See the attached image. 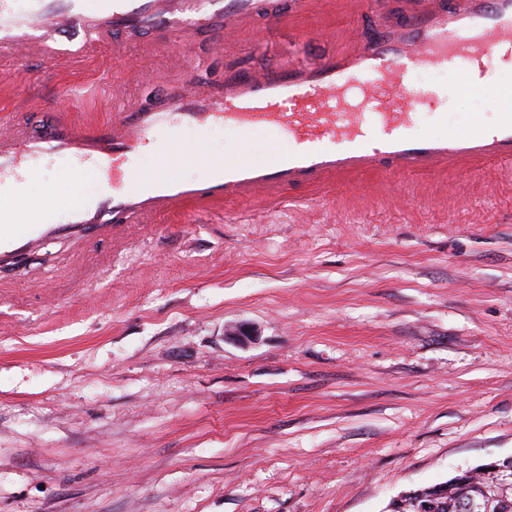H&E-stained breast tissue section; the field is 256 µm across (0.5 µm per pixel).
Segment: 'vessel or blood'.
Instances as JSON below:
<instances>
[{
	"instance_id": "b4317fda",
	"label": "vessel or blood",
	"mask_w": 512,
	"mask_h": 512,
	"mask_svg": "<svg viewBox=\"0 0 512 512\" xmlns=\"http://www.w3.org/2000/svg\"><path fill=\"white\" fill-rule=\"evenodd\" d=\"M374 0L375 35L354 50L308 64L261 70L228 67L222 88L197 84L191 75L170 84L147 106L126 108L128 86L114 87L112 122L77 121L67 103L52 108L41 130L0 123V180L34 178L42 163L68 158L74 169L93 166L103 184L97 202L73 210L71 235L102 233L126 240L132 228L233 201H256L265 212L281 209L287 190L302 185L323 196L341 176L392 169L431 173L462 163L512 162V112L495 125L474 119L468 132L444 138L412 135L418 112L435 95L415 91L409 74L439 69L472 84L477 68L495 58L512 64V0ZM310 0H0V64L36 51L55 68L80 66L89 50L150 36L190 56L189 39L212 34L217 49L235 45L261 23L273 25L308 10ZM221 124L240 131L256 126L286 141L285 153L245 162L213 160L202 181H181L171 169L201 157L200 145L156 143L159 129L189 126L206 132ZM156 145L160 163L151 172L131 160ZM53 212L34 206L19 220L17 206L0 200V249L35 245L57 229Z\"/></svg>"
}]
</instances>
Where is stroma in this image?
<instances>
[{
	"instance_id": "stroma-1",
	"label": "stroma",
	"mask_w": 512,
	"mask_h": 512,
	"mask_svg": "<svg viewBox=\"0 0 512 512\" xmlns=\"http://www.w3.org/2000/svg\"><path fill=\"white\" fill-rule=\"evenodd\" d=\"M372 0H315L233 47L261 68L290 50L317 61L374 33ZM148 59L181 78L153 39L78 68L22 57L0 71V119L31 126L74 92L75 116L112 121L113 83ZM412 133L443 137L498 114L445 72ZM203 140L205 160L287 151L268 129H164ZM70 197L90 170L55 162ZM244 221L251 202L108 238H44L0 270V512H384L397 495L512 456V163L436 174H352L323 199ZM245 323L247 343L227 335Z\"/></svg>"
}]
</instances>
